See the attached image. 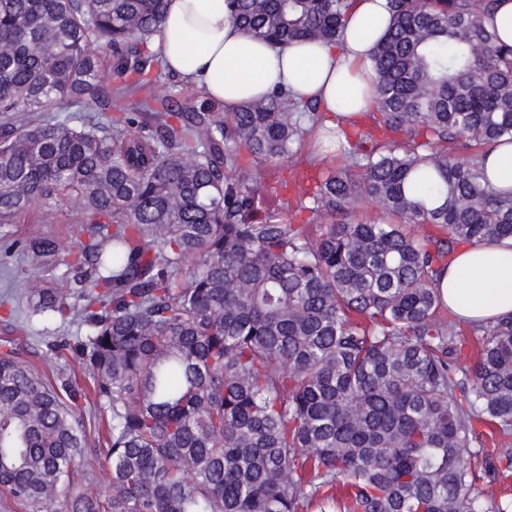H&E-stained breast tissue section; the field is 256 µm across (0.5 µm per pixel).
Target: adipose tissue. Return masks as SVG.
<instances>
[{
  "mask_svg": "<svg viewBox=\"0 0 512 512\" xmlns=\"http://www.w3.org/2000/svg\"><path fill=\"white\" fill-rule=\"evenodd\" d=\"M388 25L386 0H357L339 41L280 48L243 33L228 0H166L152 40L167 70L225 111L282 88L347 124L371 108L369 51ZM438 281L444 306L463 323L511 316L512 239L462 245Z\"/></svg>",
  "mask_w": 512,
  "mask_h": 512,
  "instance_id": "obj_1",
  "label": "adipose tissue"
}]
</instances>
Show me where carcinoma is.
<instances>
[{
    "mask_svg": "<svg viewBox=\"0 0 512 512\" xmlns=\"http://www.w3.org/2000/svg\"><path fill=\"white\" fill-rule=\"evenodd\" d=\"M166 0H0V242L54 280L10 281L110 419L89 487L81 391L0 351V490L26 512H512V316L441 313L461 244L512 237L484 156L512 143L497 0H388L371 125L327 127L348 163L299 191L312 226L262 209L269 167L322 127L283 90L173 110L143 49ZM355 0H232L274 45L338 41ZM115 111L76 127L45 112ZM364 204L366 221L353 219ZM74 206L78 245L5 228Z\"/></svg>",
    "mask_w": 512,
    "mask_h": 512,
    "instance_id": "obj_1",
    "label": "carcinoma"
}]
</instances>
